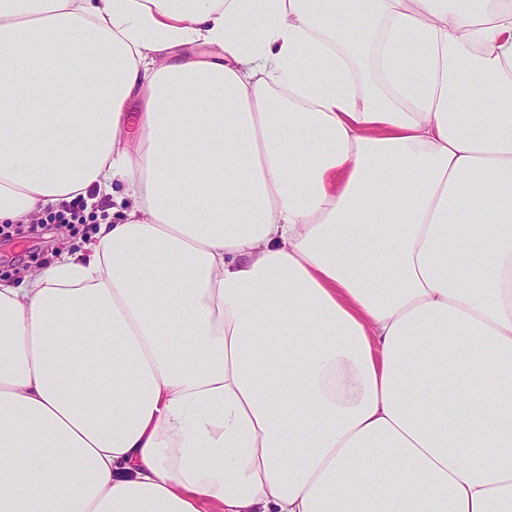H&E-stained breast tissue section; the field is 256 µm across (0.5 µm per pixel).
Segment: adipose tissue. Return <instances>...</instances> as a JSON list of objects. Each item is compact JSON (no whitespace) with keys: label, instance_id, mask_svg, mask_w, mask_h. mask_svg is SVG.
Returning a JSON list of instances; mask_svg holds the SVG:
<instances>
[{"label":"adipose tissue","instance_id":"adipose-tissue-1","mask_svg":"<svg viewBox=\"0 0 512 512\" xmlns=\"http://www.w3.org/2000/svg\"><path fill=\"white\" fill-rule=\"evenodd\" d=\"M118 183L0 512H512V0H0V223Z\"/></svg>","mask_w":512,"mask_h":512}]
</instances>
